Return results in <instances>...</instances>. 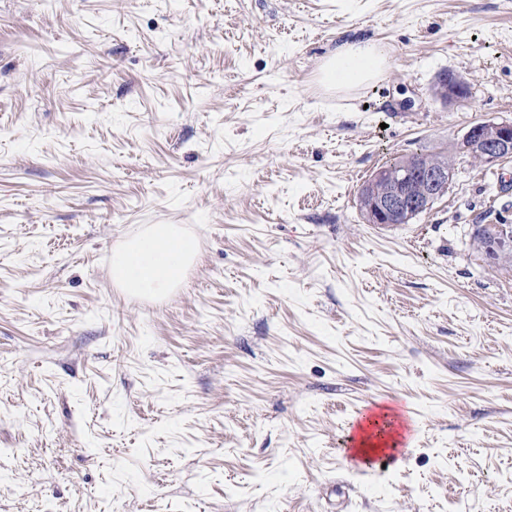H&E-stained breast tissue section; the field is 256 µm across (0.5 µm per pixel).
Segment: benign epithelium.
<instances>
[{
    "label": "benign epithelium",
    "instance_id": "1",
    "mask_svg": "<svg viewBox=\"0 0 512 512\" xmlns=\"http://www.w3.org/2000/svg\"><path fill=\"white\" fill-rule=\"evenodd\" d=\"M467 82L450 74L440 77L432 96L444 104L466 97ZM456 154L478 165H492L512 157V121H483L471 125L457 142ZM456 175L452 156L429 158L410 154L407 160L392 168H379L358 190V205L365 220L378 227L408 224L448 192ZM496 234L477 251L489 259H497L512 250V226L498 224Z\"/></svg>",
    "mask_w": 512,
    "mask_h": 512
}]
</instances>
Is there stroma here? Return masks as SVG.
<instances>
[{
	"label": "stroma",
	"mask_w": 512,
	"mask_h": 512,
	"mask_svg": "<svg viewBox=\"0 0 512 512\" xmlns=\"http://www.w3.org/2000/svg\"><path fill=\"white\" fill-rule=\"evenodd\" d=\"M366 39L383 72L327 87ZM485 120L512 0H0V512H512V261L468 236L512 224V159L410 224L357 207ZM152 224L198 255L126 295ZM401 403L415 439L356 475L353 416ZM387 59L386 51L377 42L345 43L327 59L324 78L336 89L353 88L379 76ZM449 73L451 72L442 73L441 75L446 74L448 77L441 76L432 90V96L443 104H451L465 98V90L468 88V84L464 79ZM196 247L176 224H153L113 253L110 276L133 294L162 293L178 282Z\"/></svg>",
	"instance_id": "1"
}]
</instances>
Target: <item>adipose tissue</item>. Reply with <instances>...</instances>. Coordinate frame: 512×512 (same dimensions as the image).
Instances as JSON below:
<instances>
[{
    "mask_svg": "<svg viewBox=\"0 0 512 512\" xmlns=\"http://www.w3.org/2000/svg\"><path fill=\"white\" fill-rule=\"evenodd\" d=\"M388 55L374 41L346 43L324 65L326 82L347 89L383 71ZM196 254V241L174 224H154L112 255L111 278L134 294L161 293L174 286Z\"/></svg>",
    "mask_w": 512,
    "mask_h": 512,
    "instance_id": "obj_1",
    "label": "adipose tissue"
}]
</instances>
